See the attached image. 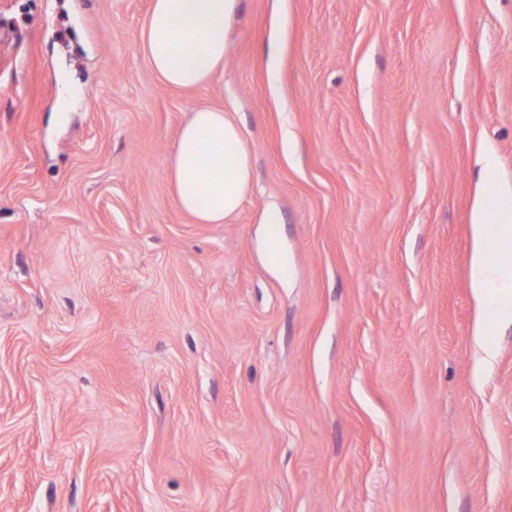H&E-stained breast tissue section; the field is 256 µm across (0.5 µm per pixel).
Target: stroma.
Instances as JSON below:
<instances>
[{
  "label": "stroma",
  "mask_w": 512,
  "mask_h": 512,
  "mask_svg": "<svg viewBox=\"0 0 512 512\" xmlns=\"http://www.w3.org/2000/svg\"><path fill=\"white\" fill-rule=\"evenodd\" d=\"M150 4L0 0V512H512L469 264L482 152L512 225V0H241L186 91ZM198 106L251 152L224 224L169 188ZM493 325L480 321L476 326V332L473 336L474 345L478 353V364L480 367L488 365L494 358L493 351L485 344V336L492 331Z\"/></svg>",
  "instance_id": "35a3bbf8"
}]
</instances>
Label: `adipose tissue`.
Wrapping results in <instances>:
<instances>
[{"mask_svg":"<svg viewBox=\"0 0 512 512\" xmlns=\"http://www.w3.org/2000/svg\"><path fill=\"white\" fill-rule=\"evenodd\" d=\"M239 0H152L138 46L167 87L187 90L212 80L229 51L228 23ZM175 200L201 224L233 218L252 193L251 155L240 127L224 109L197 107L169 158ZM471 287L483 308L512 318L502 299L512 292V225L488 231L483 207L473 213Z\"/></svg>","mask_w":512,"mask_h":512,"instance_id":"adipose-tissue-1","label":"adipose tissue"}]
</instances>
